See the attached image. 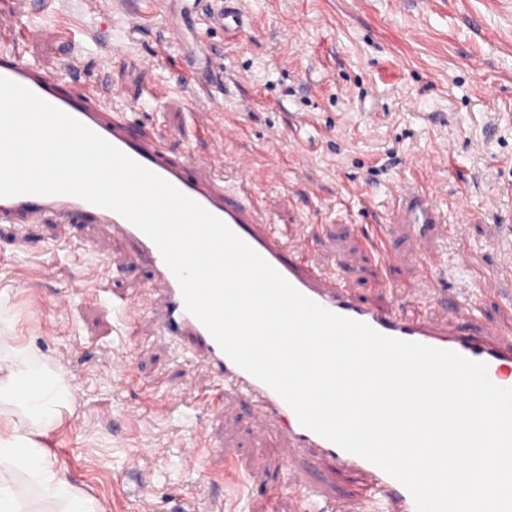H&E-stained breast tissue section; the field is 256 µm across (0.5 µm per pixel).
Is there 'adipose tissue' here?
Returning a JSON list of instances; mask_svg holds the SVG:
<instances>
[{
	"mask_svg": "<svg viewBox=\"0 0 512 512\" xmlns=\"http://www.w3.org/2000/svg\"><path fill=\"white\" fill-rule=\"evenodd\" d=\"M72 390L61 375L28 349L0 343V404L10 411L0 416V512H30L26 488L15 482L23 470L46 498L60 502L65 512H98L42 452L36 432L62 420Z\"/></svg>",
	"mask_w": 512,
	"mask_h": 512,
	"instance_id": "ef3b65f1",
	"label": "adipose tissue"
}]
</instances>
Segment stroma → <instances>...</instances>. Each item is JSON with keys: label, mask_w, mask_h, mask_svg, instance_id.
<instances>
[{"label": "stroma", "mask_w": 512, "mask_h": 512, "mask_svg": "<svg viewBox=\"0 0 512 512\" xmlns=\"http://www.w3.org/2000/svg\"><path fill=\"white\" fill-rule=\"evenodd\" d=\"M29 17L30 56L51 78L64 69L62 45L42 33L57 25L84 44L87 79L117 89L141 130L159 132L176 154H211L227 179L241 166L261 171L254 184L272 224L288 236L315 233V262L344 271L354 297L387 304L418 292L427 313L448 310L442 297L478 292L477 321L512 331V0H244L254 25L237 40L212 29L205 48L224 55L219 88L198 83L184 47L169 43L164 8L128 30L126 0H0ZM124 55L106 59L102 48ZM482 58L474 68L473 58ZM169 85L173 94L151 98ZM251 94L256 107L240 112ZM233 121L242 138L224 144L206 128ZM303 151L307 164L292 157ZM426 189L440 217L424 246L408 225L391 230L400 260L385 266L363 244L368 224L386 223L394 189ZM56 218L18 227L0 223V294L8 298L0 342L28 348L71 384L73 401L39 443L71 484L100 512H299L292 489L270 495L281 474L321 485L352 512L362 476L319 468L287 440L258 438L251 411L223 416L186 409V397L211 388L210 371L184 347L166 342L141 314L127 325L118 311L71 295L77 281H112L114 300L140 298L153 283L119 238L74 230L56 242ZM439 253V294L423 291L421 250ZM469 256L473 267L461 264ZM70 296L68 311L57 308ZM209 438L212 478L199 479L181 451ZM233 464L219 466L224 449Z\"/></svg>", "instance_id": "1"}]
</instances>
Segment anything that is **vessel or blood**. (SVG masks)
Segmentation results:
<instances>
[{"mask_svg":"<svg viewBox=\"0 0 512 512\" xmlns=\"http://www.w3.org/2000/svg\"><path fill=\"white\" fill-rule=\"evenodd\" d=\"M180 24L170 30L173 40L183 38L186 25H204L235 37L252 25L243 0H180ZM22 21L8 12L0 13V76L35 92L50 104L66 111L128 156L160 175L209 212L224 221L250 247L272 265L298 291L326 309L367 323L375 330L404 341L455 351L486 363L490 380L501 387L512 385V335L487 325L482 334L466 332L472 322V307L451 301V319L439 320L381 306H369L351 298L349 283L338 272L309 267L305 256L312 236L284 241L270 218L252 199L249 189L259 173L241 170L227 180L211 157L189 153L170 156L162 138L142 134L136 121L108 99L104 88L86 83L64 89L59 81L47 79L43 68L24 52L18 35ZM397 209L391 222L407 224L414 209L422 207L425 191L407 194L396 188ZM62 224L60 243H67L75 224L93 226L102 237L117 236L128 245L132 257L149 265L157 291L146 294L140 305L122 303L124 319H134L137 307H145L155 319L160 336L188 345L224 385L210 400L214 412L224 410L230 400L246 399L258 434L281 430L290 447L305 451L319 465H335L356 472L366 481L360 512H416L407 489L373 463L346 452L336 444L303 427L293 410L268 385L236 365L219 347L205 326L184 305L180 286L166 266L153 241L119 214L68 195H18L0 203L1 224H37L46 217ZM388 226L372 225L364 241L384 265L396 261L388 242Z\"/></svg>","mask_w":512,"mask_h":512,"instance_id":"vessel-or-blood-1","label":"vessel or blood"}]
</instances>
